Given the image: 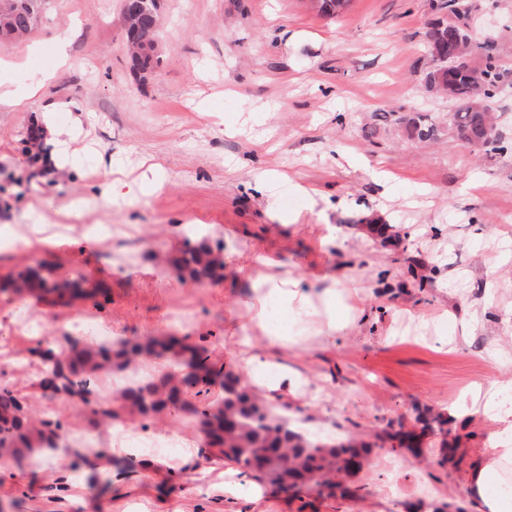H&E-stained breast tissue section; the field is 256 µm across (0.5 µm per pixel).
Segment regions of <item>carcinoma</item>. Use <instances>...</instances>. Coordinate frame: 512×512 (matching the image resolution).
<instances>
[{
  "instance_id": "obj_1",
  "label": "carcinoma",
  "mask_w": 512,
  "mask_h": 512,
  "mask_svg": "<svg viewBox=\"0 0 512 512\" xmlns=\"http://www.w3.org/2000/svg\"><path fill=\"white\" fill-rule=\"evenodd\" d=\"M314 6L324 15H334L349 6L350 0H313ZM455 0H445L437 10H447L446 16L434 20L426 33L427 47L433 65L426 73L427 87L447 96L448 100L461 103L459 111L448 120V133L453 140L476 152L481 150L504 151L499 135L497 118L492 112L491 100L506 83L507 71L503 69L495 50L494 42L482 43L472 39L464 29L468 25V14H461L452 8ZM140 12L125 13V22L138 26L139 44L132 51L137 66L146 71L154 67L159 59L154 57L161 38L159 27V4L157 0H141ZM47 11L45 0H0V45L16 42L32 33ZM464 39L459 49L461 55L446 61L448 47L458 39ZM480 64H472L474 57ZM410 135L422 142L437 139V128L422 115L404 117ZM214 248L206 242L186 245L181 254L174 258V268L179 277L195 284L224 279L211 260ZM8 291L16 295L42 292L74 297L82 296L76 280H58L51 277L46 264L27 266L12 275ZM71 357L58 364L51 360L52 350L41 352L45 377L52 376L57 391L91 408L94 422L98 425L120 420L121 413L112 407V402L98 397L93 391L95 381L103 374L129 370L137 359L153 358L178 370L202 371L203 386L195 391L201 397L199 404L185 402L180 412L188 415L198 425L202 434L200 453L221 454L224 461L236 465L253 479L267 484L273 490H280L283 480L291 477L313 485L323 480L322 469L325 456L341 458H362L371 452V444L352 441L327 444L316 441L291 425H284L279 414L269 405H260L254 389L243 383L240 376L224 371V366L212 360V352L198 344L189 342L187 336L151 338H125L120 345H89L78 341L70 343ZM220 385L225 393V406L235 410L238 417V434L234 441L223 448L214 444L223 438L208 429V421L216 405L207 402L205 395L214 385ZM159 389L158 383L146 378L132 385L122 387L121 401H131L141 414H160L161 407L153 399ZM423 438L429 440L432 448L439 449L438 464L447 463L458 467L464 460L465 452L457 448L448 449V420L440 413L419 415ZM60 427L43 421H34L28 414L27 401L8 386H0V448L8 449L13 456L21 459L25 453L36 448L57 447ZM267 448H286V458H270L264 455ZM333 498L353 502L363 498L365 487L352 480L335 484Z\"/></svg>"
}]
</instances>
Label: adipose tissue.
<instances>
[{
	"label": "adipose tissue",
	"instance_id": "adipose-tissue-1",
	"mask_svg": "<svg viewBox=\"0 0 512 512\" xmlns=\"http://www.w3.org/2000/svg\"><path fill=\"white\" fill-rule=\"evenodd\" d=\"M244 277L247 291L241 303L252 310L242 326L240 367L252 384L298 398L318 399L308 378L279 361L280 350L305 349L309 341L335 346L339 336L353 331L364 313L358 290L341 287L337 278H298L273 258L257 254ZM282 320H272L271 309ZM512 392V377L493 382L483 393L476 414L485 443L463 481L477 512H512V406L504 395Z\"/></svg>",
	"mask_w": 512,
	"mask_h": 512
}]
</instances>
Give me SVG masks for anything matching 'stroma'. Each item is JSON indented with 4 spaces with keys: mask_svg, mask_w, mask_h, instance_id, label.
Segmentation results:
<instances>
[{
    "mask_svg": "<svg viewBox=\"0 0 512 512\" xmlns=\"http://www.w3.org/2000/svg\"><path fill=\"white\" fill-rule=\"evenodd\" d=\"M474 39L495 30L512 69V0H467ZM124 0H53L27 39L0 48V232L28 233L0 249V363L24 354L8 375L33 413L61 422L71 447L93 440L86 462L0 463V512H409L428 491L461 501L460 474L423 469L405 454L373 448L357 504L315 499L301 506L264 488L260 506L226 498L223 461L210 473L180 465L199 443L182 414L139 419L134 429L163 440L156 467L115 476L112 431L84 405L38 388L37 337L17 331L20 309L46 318L54 351L73 323L95 320L120 336L174 334L206 345L237 367L245 309L236 268L264 253L294 276L324 274L364 289L368 319L337 342L284 354L325 387L316 409L277 400L295 422L367 441L419 410L447 412L454 397L512 376V149L472 153L448 136L457 103L427 91L425 33L431 0H351L334 17L308 0H161V63L139 71L127 51ZM67 35V63L57 55ZM25 86H18V78ZM207 111H196L199 101ZM52 113L47 158L24 151L31 124ZM436 124L432 144L410 137L404 117ZM283 175L271 189L256 171ZM148 178V194L115 196L114 178ZM224 248V279L181 280L170 261L186 243ZM100 287L70 305L4 291L24 265ZM448 309L447 347L393 336L409 313Z\"/></svg>",
    "mask_w": 512,
    "mask_h": 512,
    "instance_id": "35a3bbf8",
    "label": "stroma"
}]
</instances>
